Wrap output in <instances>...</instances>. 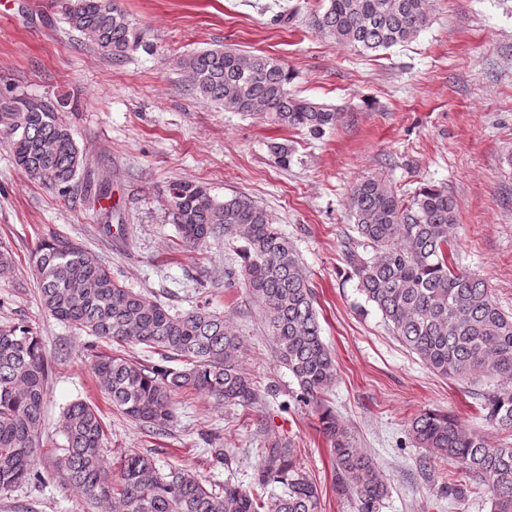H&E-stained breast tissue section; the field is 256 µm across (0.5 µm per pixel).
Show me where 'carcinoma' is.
<instances>
[{
	"instance_id": "cac0c4a2",
	"label": "carcinoma",
	"mask_w": 512,
	"mask_h": 512,
	"mask_svg": "<svg viewBox=\"0 0 512 512\" xmlns=\"http://www.w3.org/2000/svg\"><path fill=\"white\" fill-rule=\"evenodd\" d=\"M64 19L116 62L147 48L139 29L116 0H63ZM430 22L429 0H321L312 24L324 36L363 54L412 41ZM188 90L278 127L321 137L341 119L338 108L301 98L288 67L262 54L234 49L198 51L177 61ZM69 97L25 93L0 96V131L11 137L14 161L35 179L70 187L86 154L62 118ZM169 211L182 246L202 247L217 235L242 239L240 285L263 312L277 358L293 376L305 404H317L335 384V358L323 341L314 291L288 240L265 209L247 197L220 201L201 182L168 187ZM349 210L358 237L343 255L365 302L382 315L398 340L428 370L468 380L501 379L481 394L484 417L512 431V314L487 282L456 261L458 202L448 191L423 187L412 200L380 176L357 181ZM36 277L46 311L98 339L161 351L165 362L146 364L118 351L96 356L93 369L112 407L149 433L172 417V397L193 390L226 406L257 399L239 368L242 344L224 316L199 306L172 314L158 300L117 282L83 246L52 239L35 253ZM184 361L180 368L170 361ZM49 375L39 336L17 323L0 328V492L41 475L36 471ZM335 481L358 512H379L389 487L374 458L358 448L348 426L325 412ZM63 454L56 477L95 506L114 512H319L320 493L294 449L275 442L261 451L250 487L227 478L219 487L179 467L160 468L153 457L129 450L117 473L107 462L106 435L97 406L68 405L60 417ZM419 447L458 469L460 479L441 493L460 500L486 491L492 512H512V442L489 445L449 412L423 410L409 423Z\"/></svg>"
}]
</instances>
